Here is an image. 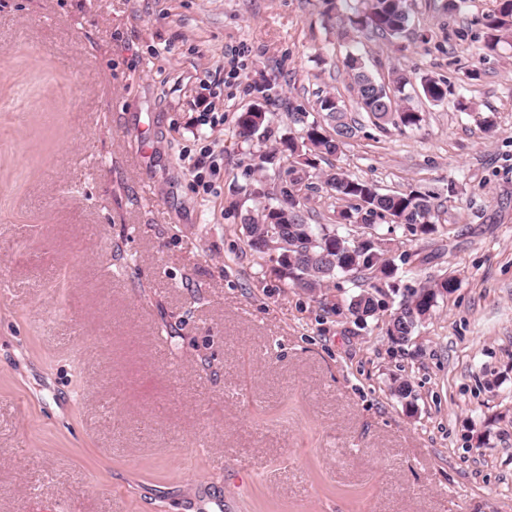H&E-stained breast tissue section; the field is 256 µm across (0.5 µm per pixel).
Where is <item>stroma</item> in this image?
<instances>
[{"instance_id": "1", "label": "stroma", "mask_w": 512, "mask_h": 512, "mask_svg": "<svg viewBox=\"0 0 512 512\" xmlns=\"http://www.w3.org/2000/svg\"><path fill=\"white\" fill-rule=\"evenodd\" d=\"M447 3L389 39L324 0H0V512H512V44L478 56L495 0ZM349 52L473 105L416 83L421 129L342 146L442 203L437 234L392 235L432 257L406 286L458 281L404 344L324 314L348 279L308 294L244 242L289 113L358 116ZM258 104L268 136L239 138ZM420 85L424 97L432 103H441L447 99L448 95L454 94L451 84L443 80L421 78Z\"/></svg>"}]
</instances>
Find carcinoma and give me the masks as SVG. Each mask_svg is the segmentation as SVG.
Listing matches in <instances>:
<instances>
[{
    "instance_id": "cac0c4a2",
    "label": "carcinoma",
    "mask_w": 512,
    "mask_h": 512,
    "mask_svg": "<svg viewBox=\"0 0 512 512\" xmlns=\"http://www.w3.org/2000/svg\"><path fill=\"white\" fill-rule=\"evenodd\" d=\"M351 13L341 11L336 2V23L345 31H377L388 38L400 37L410 22L408 0H359ZM486 34L479 51L483 55L497 52L500 44L512 37V0H497L493 13L485 17ZM343 67L351 79L356 104L377 128L392 125L404 132L421 126L422 113L409 104L410 97L394 100L384 85L368 72L365 63L354 54L346 56ZM424 97L441 103L451 94V84L443 80L423 78ZM322 118H309L307 112H290L288 118L302 125L301 133L279 139L277 145L259 155L256 168L264 171L274 160L288 162V180L280 190L277 204L262 208L242 224L249 249L257 254L275 251L283 257L278 262L280 277L310 293L329 287L339 276H350L359 291L348 301L347 312L357 323L388 310V298L400 297L391 310L387 334L390 337L413 334L430 316L438 298L458 288V281L445 276L432 278L418 288H396L403 267L411 263V254H390L385 248V234L395 228L416 237L437 232L438 211L442 204L437 197L419 190L382 193L368 180L350 175L342 168L329 165L322 172L324 184L336 198L348 203L339 211L334 224H309L304 220L308 209L309 185L307 169L318 168L319 162L337 155L340 143L355 135L358 122H348L341 100L330 95L318 99ZM268 116L260 108L239 113L236 119L238 136L250 139L258 132H268ZM391 218L387 233L376 227V219ZM371 229L363 247H355L353 228Z\"/></svg>"
}]
</instances>
